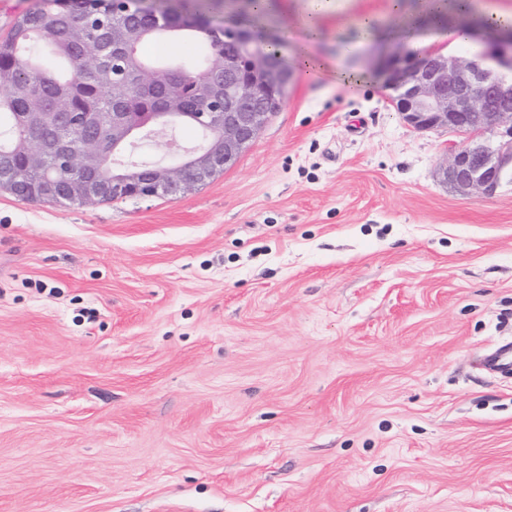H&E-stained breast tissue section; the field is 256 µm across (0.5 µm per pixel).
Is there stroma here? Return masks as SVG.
<instances>
[{
	"instance_id": "obj_1",
	"label": "stroma",
	"mask_w": 512,
	"mask_h": 512,
	"mask_svg": "<svg viewBox=\"0 0 512 512\" xmlns=\"http://www.w3.org/2000/svg\"><path fill=\"white\" fill-rule=\"evenodd\" d=\"M271 0L310 49L237 163L177 197L0 190V512H512V183L436 171L363 52L462 56L431 0ZM372 17L374 25L359 21ZM181 125L120 154L176 164ZM484 367L499 373H512V343L500 345L484 357Z\"/></svg>"
}]
</instances>
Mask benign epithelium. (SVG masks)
Wrapping results in <instances>:
<instances>
[{"label":"benign epithelium","mask_w":512,"mask_h":512,"mask_svg":"<svg viewBox=\"0 0 512 512\" xmlns=\"http://www.w3.org/2000/svg\"><path fill=\"white\" fill-rule=\"evenodd\" d=\"M79 14L109 11L110 0H73ZM147 31L115 18L104 37L83 41L85 57L92 60L112 51V60L124 58ZM224 48L208 62L207 76L196 83L199 112L185 111L179 84L183 69L146 64L137 82L143 89L159 84L166 75L170 87L161 112H98L79 118L75 125L104 127L112 132V154L120 153L144 136L177 124L200 126L203 143L180 154L175 165L117 163L112 174L97 175L102 168V143L84 138L82 150L73 151L69 127L58 125L56 112L42 111L41 98L31 90L27 100V130L55 129L52 140L23 134L26 168L0 172L5 181L30 188L28 170L63 166L72 177V195L82 204H96L109 197L142 198L181 195L203 185L232 167L259 137L279 111L288 88L291 69L283 55L268 58L254 30L224 25ZM473 51L449 56L430 50L381 49L373 64L383 74L389 99L406 122L419 131L436 127L459 137L448 143L446 158L438 167L441 181L452 192L482 198L512 181V31L475 26L469 32ZM98 82L121 95L117 65L96 70Z\"/></svg>","instance_id":"benign-epithelium-1"}]
</instances>
